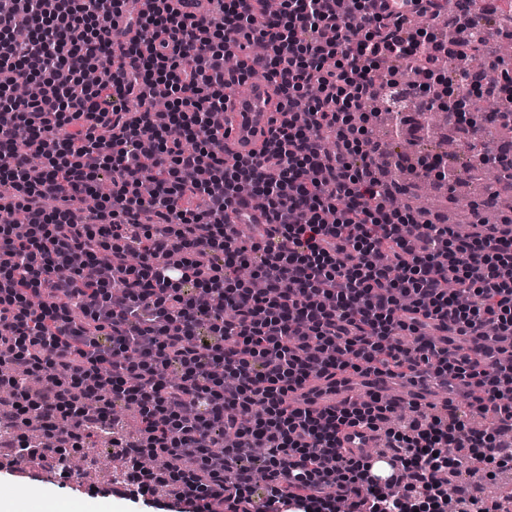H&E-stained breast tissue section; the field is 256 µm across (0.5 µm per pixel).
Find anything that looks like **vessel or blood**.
I'll use <instances>...</instances> for the list:
<instances>
[{
	"instance_id": "b4317fda",
	"label": "vessel or blood",
	"mask_w": 512,
	"mask_h": 512,
	"mask_svg": "<svg viewBox=\"0 0 512 512\" xmlns=\"http://www.w3.org/2000/svg\"><path fill=\"white\" fill-rule=\"evenodd\" d=\"M271 112L266 89L259 83L252 84L249 94L235 101L233 111L227 112L226 117L231 123L230 141L236 152H248L261 140L263 132L268 129ZM313 386V394L306 396L298 391L292 394V401L321 407L349 404L369 393H399L407 397L413 395L422 403L437 396L431 388H417L409 381L397 377L373 375H338L328 380L320 378L314 381ZM342 446L348 455L366 457L372 455L376 440L372 432L352 428L343 435Z\"/></svg>"
}]
</instances>
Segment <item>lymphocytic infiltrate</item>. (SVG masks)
Masks as SVG:
<instances>
[{
  "label": "lymphocytic infiltrate",
  "mask_w": 512,
  "mask_h": 512,
  "mask_svg": "<svg viewBox=\"0 0 512 512\" xmlns=\"http://www.w3.org/2000/svg\"><path fill=\"white\" fill-rule=\"evenodd\" d=\"M260 0H218L197 16L171 0H0V362L40 380L12 382L0 409V459H36L56 474L112 404L141 411V434L116 444L126 461L120 498L169 485L171 512H512L465 496L472 462L487 479L512 469V228L472 234L393 206L369 101L389 98L398 127L449 112L464 139L512 125V74L487 80L497 32L466 13L453 38L431 23L440 0H279L260 31ZM261 40L268 52L235 72L226 55ZM465 74L439 69L461 51ZM103 69L102 83L86 79ZM262 70L276 101L267 136L231 152L223 115L230 89ZM38 93L20 99L13 85ZM495 98L494 115L459 114L450 92ZM138 100L140 109L127 107ZM111 190L81 216L102 174ZM207 201L204 210L187 195ZM268 201L250 240L252 197ZM20 211L26 230L7 219ZM140 259L127 260L131 233ZM104 267L87 279L81 264ZM250 263L255 291L238 270ZM353 371L449 388L445 411L379 393L348 405L298 407L313 376ZM468 397L467 406L454 401ZM493 413L492 426L472 421ZM37 423L53 447L18 432ZM378 432L393 458L385 486L341 433ZM236 433L223 464L209 454ZM266 448L265 479L243 465ZM166 454L162 469L145 457ZM453 485L457 496L448 498Z\"/></svg>",
  "instance_id": "lymphocytic-infiltrate-1"
}]
</instances>
